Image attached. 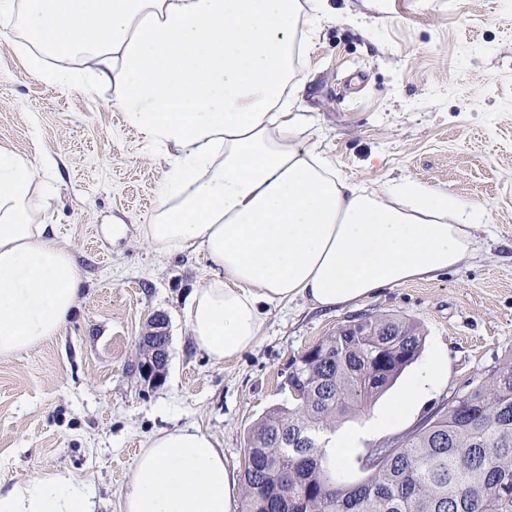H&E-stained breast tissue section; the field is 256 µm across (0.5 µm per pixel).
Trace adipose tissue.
<instances>
[{"mask_svg":"<svg viewBox=\"0 0 512 512\" xmlns=\"http://www.w3.org/2000/svg\"><path fill=\"white\" fill-rule=\"evenodd\" d=\"M328 0H0L38 47L33 74L83 90L105 84L144 150L168 160L145 239L166 254L202 251L213 272L186 303L195 346L223 362L254 347L262 311L296 300L335 310L430 279L475 251L481 213L401 182L371 191L342 176L312 116L296 106L294 56L312 44ZM79 56L86 70L50 68ZM49 186L35 160L0 146V358L56 335L82 279L41 219ZM448 376L435 354L368 432L408 416ZM235 471L193 426L153 433L122 512H234ZM0 512H96L87 482L49 471L0 489Z\"/></svg>","mask_w":512,"mask_h":512,"instance_id":"adipose-tissue-1","label":"adipose tissue"}]
</instances>
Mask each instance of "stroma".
<instances>
[{"instance_id": "35a3bbf8", "label": "stroma", "mask_w": 512, "mask_h": 512, "mask_svg": "<svg viewBox=\"0 0 512 512\" xmlns=\"http://www.w3.org/2000/svg\"><path fill=\"white\" fill-rule=\"evenodd\" d=\"M332 12L302 59L300 106L340 172L368 189L415 182L479 208L476 251L430 281L382 289L356 307L303 300L265 313L258 344L211 361L190 336L184 307L207 280L203 252L164 254L142 234L164 160L112 108V91L44 82L27 67L15 19L0 16V146L38 156L55 192V225L82 277L74 314L30 351L0 358V485L54 470L93 483L98 512H121L136 456L154 432L192 425L244 467L250 428L288 396L292 358L362 314L416 322V362L346 423L391 405L435 352L448 379L405 422L362 437L336 471L420 428L512 356V0H330ZM126 227L113 241V224ZM166 318L159 385L137 368L154 314Z\"/></svg>"}]
</instances>
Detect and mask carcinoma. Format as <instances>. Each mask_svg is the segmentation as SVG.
Returning a JSON list of instances; mask_svg holds the SVG:
<instances>
[{"instance_id": "carcinoma-1", "label": "carcinoma", "mask_w": 512, "mask_h": 512, "mask_svg": "<svg viewBox=\"0 0 512 512\" xmlns=\"http://www.w3.org/2000/svg\"><path fill=\"white\" fill-rule=\"evenodd\" d=\"M420 327L361 315L288 372V402L250 430L242 512H512V359L377 464L344 483L326 435L378 399L418 356Z\"/></svg>"}]
</instances>
